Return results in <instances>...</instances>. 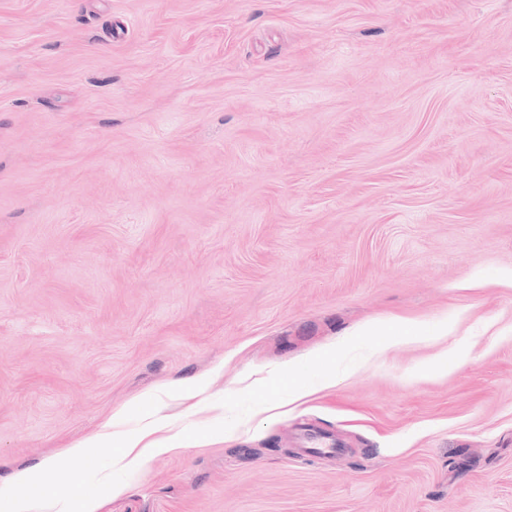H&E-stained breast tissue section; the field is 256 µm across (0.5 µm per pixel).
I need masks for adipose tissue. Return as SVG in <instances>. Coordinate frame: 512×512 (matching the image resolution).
<instances>
[{"instance_id":"adipose-tissue-1","label":"adipose tissue","mask_w":512,"mask_h":512,"mask_svg":"<svg viewBox=\"0 0 512 512\" xmlns=\"http://www.w3.org/2000/svg\"><path fill=\"white\" fill-rule=\"evenodd\" d=\"M123 420V412L113 413L91 434L68 444L65 457L82 468L89 465L91 450L110 448L114 451L115 463L135 468L179 446L177 436L164 435L165 425L161 420H149L136 434L123 431ZM56 467V459L49 458L38 466L15 471L10 478L13 494L8 499L9 512H93L86 497L56 495Z\"/></svg>"}]
</instances>
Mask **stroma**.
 <instances>
[{"instance_id": "35a3bbf8", "label": "stroma", "mask_w": 512, "mask_h": 512, "mask_svg": "<svg viewBox=\"0 0 512 512\" xmlns=\"http://www.w3.org/2000/svg\"><path fill=\"white\" fill-rule=\"evenodd\" d=\"M119 408L181 448L61 460ZM49 456L95 512H512V0H0V512ZM381 326L374 322L367 323L363 326L361 332L376 330L380 336H424L419 325L407 318H392L390 324L386 326V330L382 329Z\"/></svg>"}]
</instances>
